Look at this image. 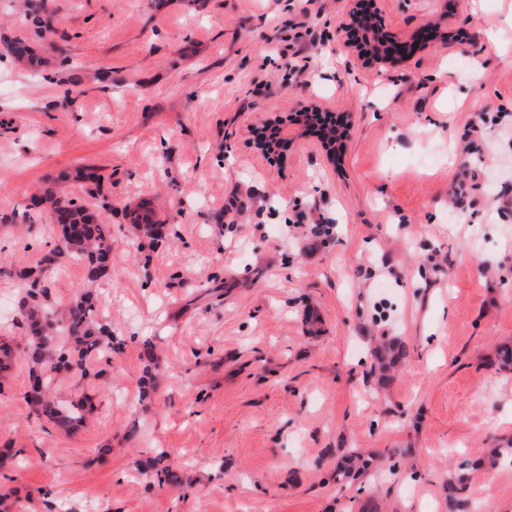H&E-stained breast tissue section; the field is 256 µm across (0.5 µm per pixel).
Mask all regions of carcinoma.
I'll list each match as a JSON object with an SVG mask.
<instances>
[{
    "label": "carcinoma",
    "mask_w": 512,
    "mask_h": 512,
    "mask_svg": "<svg viewBox=\"0 0 512 512\" xmlns=\"http://www.w3.org/2000/svg\"><path fill=\"white\" fill-rule=\"evenodd\" d=\"M24 15L34 32L43 31L46 22V0H23ZM9 53L34 72L61 69L69 65L66 56L54 60L38 55L28 42L16 39L7 44ZM85 193L100 201L99 211L73 199L60 197L47 188L40 202L53 215L58 226L55 245L50 254L17 273L22 281V315L28 330L23 348L30 378L36 381L34 392L27 394L42 413L59 429L70 431L85 417V405L78 401L56 408L52 397V373L60 366L83 367L90 358L112 357L118 346L112 336V325L99 312L92 283L108 273L112 255L111 225L102 215H112V204L102 192V177L90 172L85 175ZM82 264L89 285L76 292L64 305L48 302L44 280L57 267ZM364 461L352 452L342 457L338 475L353 481L362 476Z\"/></svg>",
    "instance_id": "1"
}]
</instances>
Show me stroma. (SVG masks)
<instances>
[{"instance_id":"35a3bbf8","label":"stroma","mask_w":512,"mask_h":512,"mask_svg":"<svg viewBox=\"0 0 512 512\" xmlns=\"http://www.w3.org/2000/svg\"><path fill=\"white\" fill-rule=\"evenodd\" d=\"M356 5L48 0L38 35L0 0V35L66 50L81 78L0 47V340L22 343L15 273L56 238L31 199L85 200L79 170L112 203L96 288L123 339L55 372L59 403L92 406L72 434L30 415L25 361L0 373V512H448L460 468L459 512H512V463H481L512 443V21L498 0H372L403 41L443 33L386 68L346 44ZM294 32L316 37L296 80L275 52ZM310 100L344 118L341 151L292 127L267 159L264 119ZM142 200L161 240L125 217ZM337 448L371 468L337 479Z\"/></svg>"}]
</instances>
